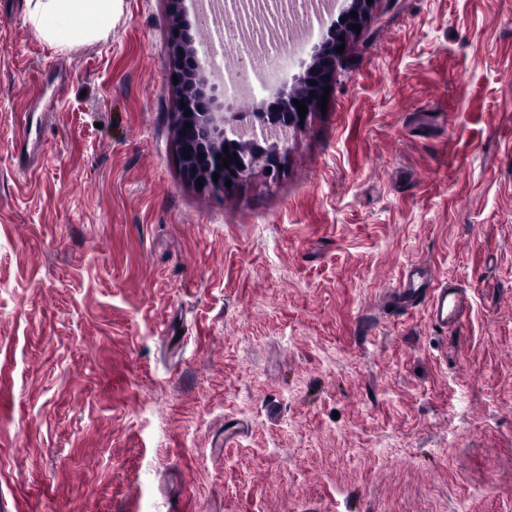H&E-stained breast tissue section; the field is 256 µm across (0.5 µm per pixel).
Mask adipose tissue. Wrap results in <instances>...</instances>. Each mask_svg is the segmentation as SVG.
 <instances>
[{"instance_id": "obj_1", "label": "adipose tissue", "mask_w": 512, "mask_h": 512, "mask_svg": "<svg viewBox=\"0 0 512 512\" xmlns=\"http://www.w3.org/2000/svg\"><path fill=\"white\" fill-rule=\"evenodd\" d=\"M116 0H29V21L36 33L64 48L74 38L99 39L112 30Z\"/></svg>"}]
</instances>
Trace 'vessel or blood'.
<instances>
[{"mask_svg": "<svg viewBox=\"0 0 512 512\" xmlns=\"http://www.w3.org/2000/svg\"><path fill=\"white\" fill-rule=\"evenodd\" d=\"M396 292L407 304L426 302L434 321L446 327L456 326L467 309L465 295L444 283H435L425 268L408 273L396 286Z\"/></svg>", "mask_w": 512, "mask_h": 512, "instance_id": "b4317fda", "label": "vessel or blood"}]
</instances>
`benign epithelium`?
Segmentation results:
<instances>
[{
    "label": "benign epithelium",
    "instance_id": "1",
    "mask_svg": "<svg viewBox=\"0 0 512 512\" xmlns=\"http://www.w3.org/2000/svg\"><path fill=\"white\" fill-rule=\"evenodd\" d=\"M355 3L358 4L357 16L349 18L350 29L343 33L344 40L336 37L323 45L316 54V63L302 77L291 84L288 79H283L275 101L254 113L258 126L252 127L251 142H257L259 136L267 138L268 131L273 128L286 130L306 122V119L300 118L293 101L303 100L307 107H312L310 94H323L336 79L337 69L343 66L346 57V53H339L336 48L349 44L350 36L356 33L352 26L364 24L365 14L370 9L368 0H355ZM168 4L171 74L179 79L176 84L178 100L186 104V107L178 108L175 114V150L187 181L194 184L201 179L203 188L225 197L237 191L249 173L251 161L239 154L229 167H223L226 125L230 124V119L222 113L223 106L216 103L208 90L207 78L200 73L199 51L185 34L184 0H168ZM188 123L191 127L187 129L185 125ZM202 153L205 154L203 158L200 157ZM186 154L190 158H184ZM215 172L220 174L216 181L213 180ZM228 180L232 182L229 187L226 186Z\"/></svg>",
    "mask_w": 512,
    "mask_h": 512
}]
</instances>
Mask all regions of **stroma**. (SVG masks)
Instances as JSON below:
<instances>
[{"instance_id":"35a3bbf8","label":"stroma","mask_w":512,"mask_h":512,"mask_svg":"<svg viewBox=\"0 0 512 512\" xmlns=\"http://www.w3.org/2000/svg\"><path fill=\"white\" fill-rule=\"evenodd\" d=\"M0 0V512H512V0H376L237 195L186 182L166 0ZM456 328L403 308L416 266ZM118 0H29V21L49 43L65 48L76 37L105 38ZM395 288L408 305L412 306L417 301L426 302L434 321L442 326H456L467 309L466 297L459 289L446 283H435L424 267H417L408 273Z\"/></svg>"}]
</instances>
